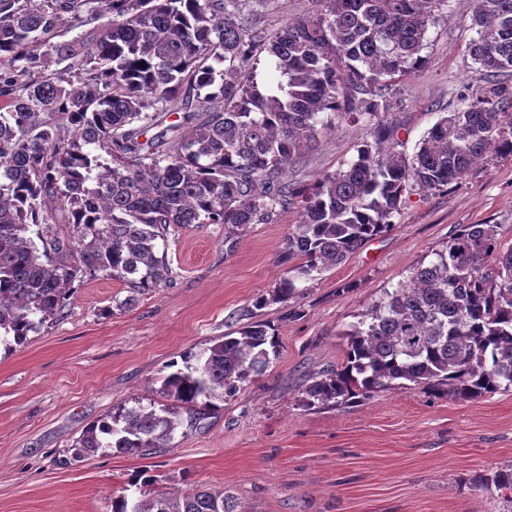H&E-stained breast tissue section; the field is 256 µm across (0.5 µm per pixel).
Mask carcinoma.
I'll return each instance as SVG.
<instances>
[{
    "label": "carcinoma",
    "mask_w": 512,
    "mask_h": 512,
    "mask_svg": "<svg viewBox=\"0 0 512 512\" xmlns=\"http://www.w3.org/2000/svg\"><path fill=\"white\" fill-rule=\"evenodd\" d=\"M447 0H316L313 13L265 22L272 0H0V343L22 345L68 305L71 284L103 272L126 306L170 278L160 252L172 224H272L297 210L282 261L302 276L345 261L389 231L406 197L440 191L489 149L512 155L502 110L512 90L440 118L412 156L385 145L382 90L423 62ZM469 53L485 79L512 71V0H473ZM100 21L53 42L68 16ZM266 53L280 80L261 86ZM58 65L48 70L50 63ZM182 118L167 122L169 104ZM367 128L356 160L307 187L282 178L331 124ZM71 131L61 138L60 123ZM56 204L79 246L49 235ZM37 230H31V227ZM284 276L255 307L295 292ZM269 325L227 335L163 377L169 403L120 404L77 439V454L168 447L179 410L234 396L277 352ZM343 366L312 376L306 407L346 405L393 385L475 399L512 388V247L494 224H466L429 265L350 325ZM512 512V471L494 475ZM112 512H235L222 490L171 489Z\"/></svg>",
    "instance_id": "carcinoma-1"
}]
</instances>
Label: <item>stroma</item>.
Returning a JSON list of instances; mask_svg holds the SVG:
<instances>
[{
    "mask_svg": "<svg viewBox=\"0 0 512 512\" xmlns=\"http://www.w3.org/2000/svg\"><path fill=\"white\" fill-rule=\"evenodd\" d=\"M472 0H447L423 64L389 83V145L413 153L446 113L481 96L467 46ZM362 128L333 120L286 177L310 185L355 160ZM296 211L227 233L170 228V280L125 305L122 281L73 283L70 304L24 344L0 345V512H111L112 496L170 487L223 490L236 512H500L484 478L512 469V389L455 399L394 386L358 402L307 408V377L341 366L344 332L412 267L435 259L462 225L494 224L512 246V155L487 153L447 190L415 195L392 229L342 264L297 281L285 303L256 308L285 271ZM254 321L278 351L232 398L181 413L168 448L142 457L113 448L76 457L86 427L118 405H162L173 362Z\"/></svg>",
    "mask_w": 512,
    "mask_h": 512,
    "instance_id": "stroma-1",
    "label": "stroma"
}]
</instances>
